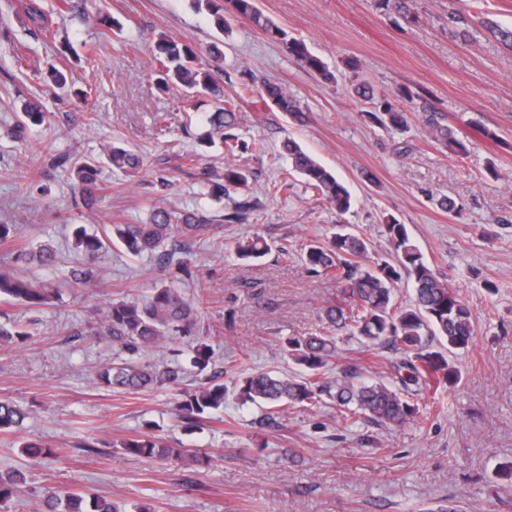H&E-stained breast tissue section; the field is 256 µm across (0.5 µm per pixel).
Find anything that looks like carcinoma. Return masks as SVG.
Listing matches in <instances>:
<instances>
[{"label": "carcinoma", "instance_id": "cac0c4a2", "mask_svg": "<svg viewBox=\"0 0 512 512\" xmlns=\"http://www.w3.org/2000/svg\"><path fill=\"white\" fill-rule=\"evenodd\" d=\"M205 4L215 26L230 29L226 13L247 19L256 29L281 43L288 54L306 70L322 79H334L321 58L294 38L257 6V0H197ZM30 18L43 39H53L54 33L44 25L40 7L31 5ZM474 25L484 28L505 49L512 51V29L474 16ZM152 63L159 73L158 88L169 90L179 85L186 90L200 88L219 97V105L209 113V130L201 137V145L211 147L220 142L229 157L248 149V145L233 133L241 120L237 103L224 99L210 70L204 68L195 47L188 42L159 39L152 49ZM243 90L257 94L259 101L271 103L297 125L308 122V113L281 85L268 82L260 92L253 84L242 83ZM22 131L30 125L45 122L46 113L40 106L26 103L22 107ZM369 122L383 128L404 131L408 123L406 113L385 100L372 111L365 112ZM429 136L456 156L468 153L464 138L456 127L437 112L424 113ZM283 149L288 155L289 167L280 180L270 184L267 193L275 197L288 190V176L297 175L316 194L336 211L348 213L355 200L349 188L296 141L288 140ZM105 159L112 168L126 174L139 171L141 158L120 142L105 148ZM71 175L84 191V203L91 205L98 190L99 167L92 163L73 165ZM250 172L235 165L224 167L220 181L211 180L204 195L221 199L230 191L247 186ZM252 204L238 202L232 211L224 214V223L241 224L248 218ZM209 218L198 212L177 213L164 206L153 211L148 224H106L101 231L88 229L83 224L71 227V249L80 256L77 265L68 271L67 279L74 284H88L97 277V262L104 251L115 248L129 257L159 253L165 267L186 271L190 258L177 251L176 238L197 236L209 230ZM385 234L394 246L391 261L366 262L370 240L362 233L340 229L327 244L311 243L302 254L303 264L313 273L332 274L342 283L341 299L329 305L326 319L336 333L351 332L367 347L390 345L401 354L390 364L392 385L382 379L367 381L356 370H347L342 377H334L327 370L328 359L336 350L333 335L289 337L285 351L302 373L286 376L272 371L253 372L238 378L228 386L213 375L207 385L180 390L177 409L179 417L190 430L204 415L224 408V401L232 394L243 404L256 403L270 408H287L300 404L315 406L330 401L336 404L338 417L345 423L367 420L378 425L401 426L415 421L417 407L412 398L433 388L451 385L458 379V370L451 357L465 352L472 344L475 327L472 313L457 289L440 278L424 259L419 247L411 240L406 225L390 218ZM270 251L265 238L254 235L238 242L236 253L243 260L259 259ZM12 262L53 267L56 250L50 243L22 245L13 252ZM413 286V301L401 305L394 301V290L401 281ZM0 295L21 300L30 306L47 303L54 295L53 288L10 273L0 267ZM97 336L109 337L120 344L131 358L103 369L98 379L108 387L138 393L148 388L179 386L184 382L186 369L163 362L142 364L132 356L152 349L171 338H189V363L198 372L205 371L212 358L210 345L201 339L195 307L180 289L169 283L155 289L146 300L123 299L99 310ZM29 333L13 324L0 323V347L19 344ZM27 417L25 410L9 399L0 398V434L16 432ZM129 455L168 457L184 453L151 436L124 438L116 443ZM26 480L14 470L0 473V509H4ZM42 512H118L103 496L84 491H62L46 487L42 493Z\"/></svg>", "mask_w": 512, "mask_h": 512}]
</instances>
